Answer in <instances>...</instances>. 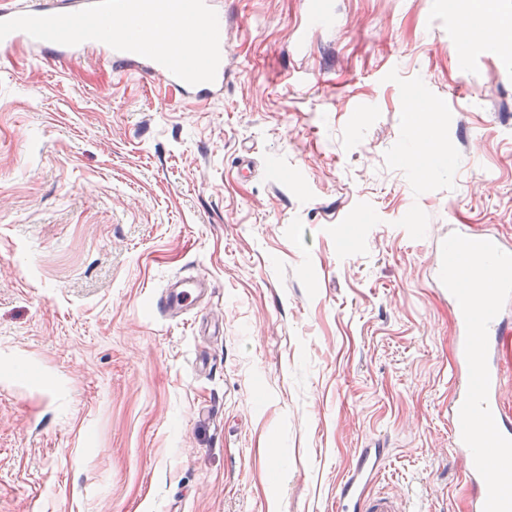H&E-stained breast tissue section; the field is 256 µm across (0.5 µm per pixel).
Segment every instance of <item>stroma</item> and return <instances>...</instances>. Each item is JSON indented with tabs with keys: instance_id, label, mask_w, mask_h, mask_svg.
Returning <instances> with one entry per match:
<instances>
[{
	"instance_id": "stroma-1",
	"label": "stroma",
	"mask_w": 512,
	"mask_h": 512,
	"mask_svg": "<svg viewBox=\"0 0 512 512\" xmlns=\"http://www.w3.org/2000/svg\"><path fill=\"white\" fill-rule=\"evenodd\" d=\"M316 3L224 0L207 104L0 50V512H336L378 441V488L466 512L432 273L449 225L512 245V0ZM204 278L178 281L162 293L156 302L161 312L176 313L196 299L198 291L205 285Z\"/></svg>"
}]
</instances>
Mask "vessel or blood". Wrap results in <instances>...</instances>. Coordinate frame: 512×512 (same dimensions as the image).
I'll return each instance as SVG.
<instances>
[{
    "instance_id": "vessel-or-blood-1",
    "label": "vessel or blood",
    "mask_w": 512,
    "mask_h": 512,
    "mask_svg": "<svg viewBox=\"0 0 512 512\" xmlns=\"http://www.w3.org/2000/svg\"><path fill=\"white\" fill-rule=\"evenodd\" d=\"M92 0H0V20L19 15L48 16L72 13L91 4ZM0 48L7 51H23L31 61L41 64L47 58L57 61H71L88 54L105 56L120 71L141 78L159 79L168 88L183 97L198 103H208L224 96V79L216 77L214 82L191 85L174 76L166 67L144 56L118 51L109 45L88 40L76 46H68L32 38L25 32L16 31L0 40ZM204 279L183 280L162 293L156 302L159 311L174 313L193 302L198 291L204 286ZM455 346L457 348L453 365L456 369L455 395L448 404V428L451 445L463 459L461 480L471 490L469 512H484L487 486L477 472L472 453L461 438L459 410L468 387V366L463 349L465 343V321L463 315H456ZM501 318H494L488 327L487 363L490 373L488 404L501 433L512 438V416L508 415L499 402L501 369L499 366L500 344L511 332ZM387 450L380 446L359 449L353 463L340 483L336 494L337 512H408L406 501L398 495L375 491L380 469L386 459Z\"/></svg>"
}]
</instances>
